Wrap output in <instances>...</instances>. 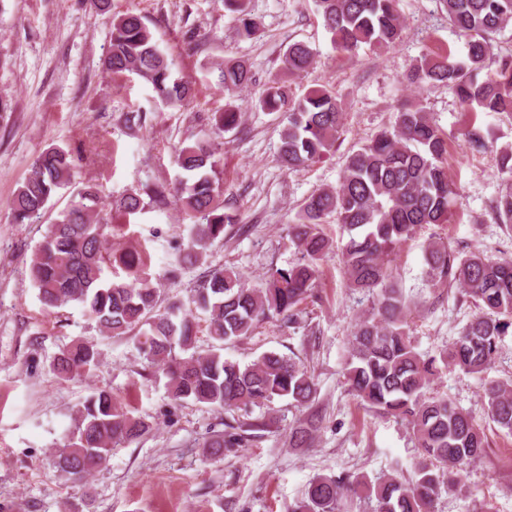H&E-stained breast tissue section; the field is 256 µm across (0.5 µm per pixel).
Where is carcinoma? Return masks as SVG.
I'll return each instance as SVG.
<instances>
[{
    "label": "carcinoma",
    "instance_id": "cac0c4a2",
    "mask_svg": "<svg viewBox=\"0 0 512 512\" xmlns=\"http://www.w3.org/2000/svg\"><path fill=\"white\" fill-rule=\"evenodd\" d=\"M400 0H315L316 10L336 50L352 54L367 46L390 48L401 39ZM448 24L463 33L466 53L424 55L411 65L404 79L419 89L448 87L461 108H478L488 116L512 118V54L497 50L496 36L512 22V0H439ZM238 29L251 37L259 29L247 0H224ZM314 50L303 41L288 44L284 68L291 75L307 71ZM114 76L135 75L153 88L165 105H180L195 97L192 82L174 76L173 60L159 48L145 22L133 11L112 20V38L104 60ZM493 75H479L489 67ZM221 83L229 99L216 120L212 136H200L174 149V164L183 172L178 184L133 188L113 202L126 217L135 216L150 202L161 208L175 197L190 223L189 242L178 265H194L238 215L224 208L220 178L222 153L218 137L241 119L234 94L251 84L253 76L243 60L220 66ZM258 106L277 114L279 161L289 170L320 162L335 148L344 112L330 86L296 95L290 84L275 76L258 97ZM464 138L473 152L489 145L471 127ZM448 140L421 103L396 109L390 126L353 151L336 185L314 190L298 206L288 236L299 260L275 270L261 287L222 268L209 271L187 307L180 300L161 305L160 288L146 270L134 246L112 247L108 222L95 185L79 189L69 207L48 225L37 244L29 275L46 310L78 304L102 336L142 330L139 350L162 370L172 400L191 399L228 413L288 399L299 406L316 395L315 377L301 362L265 352L249 364L224 358L223 346L252 335L259 323L293 321L297 307L312 295L323 259L332 242L322 225L333 219L348 232L342 251L346 286L371 297L351 336L345 384L366 407L406 423L418 457L412 462L414 480H401L395 467L371 479L365 475H317L309 480L304 497L292 512H352L365 505L368 512H434L443 489L451 487L465 469L480 461L487 440L471 412L433 391L444 369L482 374L494 364L502 337L512 332V258L464 255L438 240L428 244L425 261L433 288H457L479 308L459 336L439 355L416 349L410 301L393 276V257L425 225L448 223L457 189L448 178ZM74 159L70 151L50 146L34 160L30 174L8 201L15 224H36L56 191L71 183ZM149 201H144V198ZM498 223L512 231V187L495 200ZM120 267L128 279L103 278L104 269ZM203 313L208 334L218 348L198 350L197 335ZM100 361L97 346L77 340L53 357L51 367L61 378L90 373ZM487 418L512 433V385L489 381L482 386ZM73 427L54 452L58 472L66 480L84 484L112 449L130 444L152 429V423L133 415L100 389L74 411ZM222 433L203 437L202 447L219 452L246 448L257 431L271 422L226 424ZM317 426L305 420L292 428L289 444L312 442Z\"/></svg>",
    "mask_w": 512,
    "mask_h": 512
}]
</instances>
